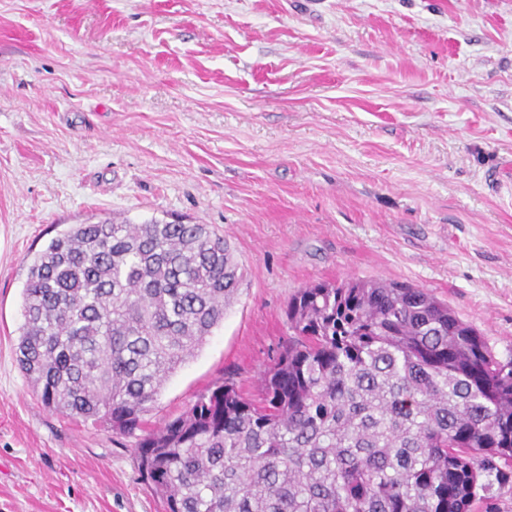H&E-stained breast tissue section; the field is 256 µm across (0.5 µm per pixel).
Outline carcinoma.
Masks as SVG:
<instances>
[{
    "mask_svg": "<svg viewBox=\"0 0 512 512\" xmlns=\"http://www.w3.org/2000/svg\"><path fill=\"white\" fill-rule=\"evenodd\" d=\"M241 279L208 224H73L30 264L18 364L48 409L134 439L164 512H473L512 461V359L422 288L300 289L254 394L222 378L145 427Z\"/></svg>",
    "mask_w": 512,
    "mask_h": 512,
    "instance_id": "1",
    "label": "carcinoma"
}]
</instances>
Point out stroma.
Segmentation results:
<instances>
[{
  "label": "stroma",
  "mask_w": 512,
  "mask_h": 512,
  "mask_svg": "<svg viewBox=\"0 0 512 512\" xmlns=\"http://www.w3.org/2000/svg\"><path fill=\"white\" fill-rule=\"evenodd\" d=\"M153 218L211 225L243 281L149 427L252 389L315 281L426 289L511 357L512 0H0V512H164L15 355L52 238Z\"/></svg>",
  "instance_id": "35a3bbf8"
}]
</instances>
